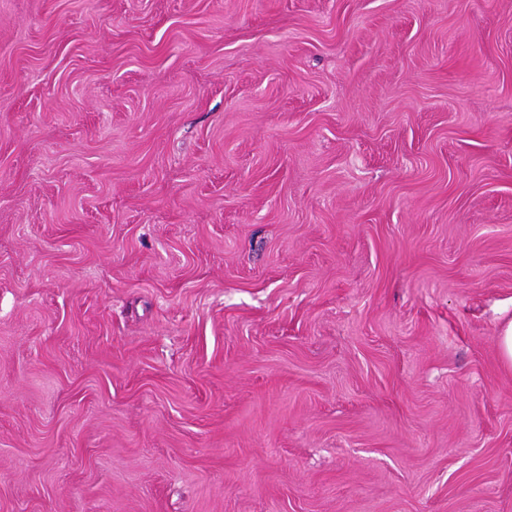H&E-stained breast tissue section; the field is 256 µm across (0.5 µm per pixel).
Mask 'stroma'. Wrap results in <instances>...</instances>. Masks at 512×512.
<instances>
[{
  "mask_svg": "<svg viewBox=\"0 0 512 512\" xmlns=\"http://www.w3.org/2000/svg\"><path fill=\"white\" fill-rule=\"evenodd\" d=\"M512 0H0V512H512Z\"/></svg>",
  "mask_w": 512,
  "mask_h": 512,
  "instance_id": "stroma-1",
  "label": "stroma"
}]
</instances>
